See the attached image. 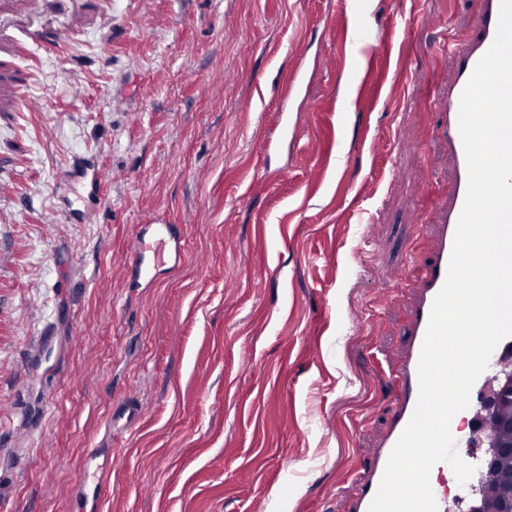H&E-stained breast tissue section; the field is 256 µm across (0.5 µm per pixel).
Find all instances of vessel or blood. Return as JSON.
I'll return each instance as SVG.
<instances>
[{"label": "vessel or blood", "mask_w": 512, "mask_h": 512, "mask_svg": "<svg viewBox=\"0 0 512 512\" xmlns=\"http://www.w3.org/2000/svg\"><path fill=\"white\" fill-rule=\"evenodd\" d=\"M43 0H0V45L21 37L28 43L50 52L70 40L76 26L66 22L35 20L34 14ZM478 18L475 36L452 39L441 48L447 56L452 70L446 90L437 95L433 104L442 118L435 127L433 140L436 145L446 147L450 157L453 175L446 194L437 198L434 220L431 226L433 247L429 261L424 263L412 280L410 287L415 299L408 313V325L401 362L396 370L393 385L395 394L390 413L389 425L381 438L367 470L356 485L350 512H369V506L377 492L388 456L408 424L418 397L417 365L429 322L432 302L442 288L447 274L454 234L461 213L467 189V165L458 130L460 95L466 86L477 62L491 46L497 30L501 0H471ZM0 81L10 84L15 92L19 107L36 109L37 103L26 94L29 76L15 77L1 73ZM105 176L96 157L84 158L65 185L64 194L77 195L80 207L66 208L62 216L67 223H84L88 213L100 209L106 201L103 192ZM158 239L173 250H180V240L170 224H141L134 234V244L128 264V285L137 287L153 280L156 276L159 258L152 254L150 239ZM142 416V406L137 399L125 400L113 409L109 421L132 425ZM437 476L430 484L438 505V512H448V485L445 480L450 468L440 463L436 466ZM112 492L111 475L104 468H96L83 477L75 486L71 504L75 512H86L88 503H100Z\"/></svg>", "instance_id": "b4317fda"}]
</instances>
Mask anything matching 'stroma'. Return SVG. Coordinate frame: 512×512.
Returning <instances> with one entry per match:
<instances>
[{"label":"stroma","instance_id":"1","mask_svg":"<svg viewBox=\"0 0 512 512\" xmlns=\"http://www.w3.org/2000/svg\"><path fill=\"white\" fill-rule=\"evenodd\" d=\"M89 3L61 53H10L43 109L0 112V512H69L100 464L98 512H346L407 326L381 277L428 255L449 187L431 45L472 35L470 0H369L379 54L356 0ZM84 154L106 203L50 223ZM152 220L180 261L132 288ZM146 238H158L162 244H169L175 254L180 253L181 244L173 224H140L136 227L134 244L128 264V286L135 288L142 282L151 281L156 276L159 258ZM153 251V254H149ZM141 416L142 406L140 402L135 398H129L113 409L109 417L108 427L112 430V426L115 427L116 423L120 421H124V425H133L140 420ZM92 496V507L112 493L111 474L104 467H98L88 476L83 477L75 486L71 504L75 512H86L89 496Z\"/></svg>","mask_w":512,"mask_h":512}]
</instances>
